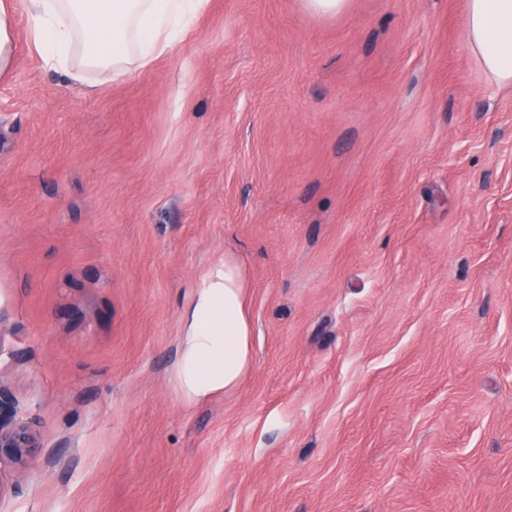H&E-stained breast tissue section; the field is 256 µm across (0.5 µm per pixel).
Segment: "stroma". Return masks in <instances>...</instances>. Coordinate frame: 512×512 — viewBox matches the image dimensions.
<instances>
[{
  "instance_id": "1",
  "label": "stroma",
  "mask_w": 512,
  "mask_h": 512,
  "mask_svg": "<svg viewBox=\"0 0 512 512\" xmlns=\"http://www.w3.org/2000/svg\"><path fill=\"white\" fill-rule=\"evenodd\" d=\"M466 0H210L150 66L0 76V512H512V86ZM253 364L190 404L199 278ZM247 269L228 253L192 288L182 316L175 379L182 398L195 403L234 390L253 362L247 314ZM37 446V438L26 423L14 420L12 403L0 387V463L8 460L18 468L27 465Z\"/></svg>"
}]
</instances>
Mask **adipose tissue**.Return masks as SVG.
Returning a JSON list of instances; mask_svg holds the SVG:
<instances>
[{"mask_svg": "<svg viewBox=\"0 0 512 512\" xmlns=\"http://www.w3.org/2000/svg\"><path fill=\"white\" fill-rule=\"evenodd\" d=\"M19 3L28 17L30 52L79 82L92 69L119 78L149 66L173 38L189 34L208 0H0V75L13 65ZM467 41L492 80L512 84V0H467ZM247 281L244 264L228 253L223 266L208 271L192 289L175 362L186 402L232 391L250 370Z\"/></svg>", "mask_w": 512, "mask_h": 512, "instance_id": "adipose-tissue-1", "label": "adipose tissue"}]
</instances>
